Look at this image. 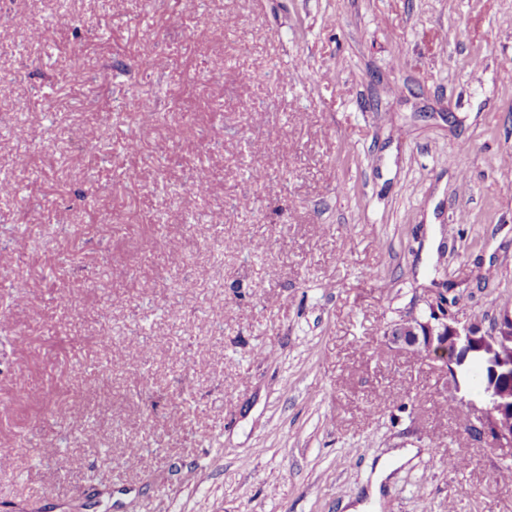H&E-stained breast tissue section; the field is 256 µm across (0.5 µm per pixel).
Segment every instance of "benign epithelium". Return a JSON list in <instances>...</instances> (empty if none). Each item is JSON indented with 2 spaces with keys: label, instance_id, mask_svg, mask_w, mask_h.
Wrapping results in <instances>:
<instances>
[{
  "label": "benign epithelium",
  "instance_id": "benign-epithelium-1",
  "mask_svg": "<svg viewBox=\"0 0 512 512\" xmlns=\"http://www.w3.org/2000/svg\"><path fill=\"white\" fill-rule=\"evenodd\" d=\"M426 303L429 316L396 322L388 334L390 344L399 350L424 352L430 360L441 362L457 391L458 368L470 358L481 361L487 370L486 400L481 406L466 403L477 427L473 439L512 448V352H503L506 347L512 348V311H504L484 330L460 324L448 313V297L443 294Z\"/></svg>",
  "mask_w": 512,
  "mask_h": 512
}]
</instances>
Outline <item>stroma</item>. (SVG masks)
<instances>
[{
  "instance_id": "obj_1",
  "label": "stroma",
  "mask_w": 512,
  "mask_h": 512,
  "mask_svg": "<svg viewBox=\"0 0 512 512\" xmlns=\"http://www.w3.org/2000/svg\"><path fill=\"white\" fill-rule=\"evenodd\" d=\"M54 14L0 0V512H345L394 448L417 460L368 512H512V449L454 410L478 384L385 334L438 291L464 323L512 309V0Z\"/></svg>"
}]
</instances>
